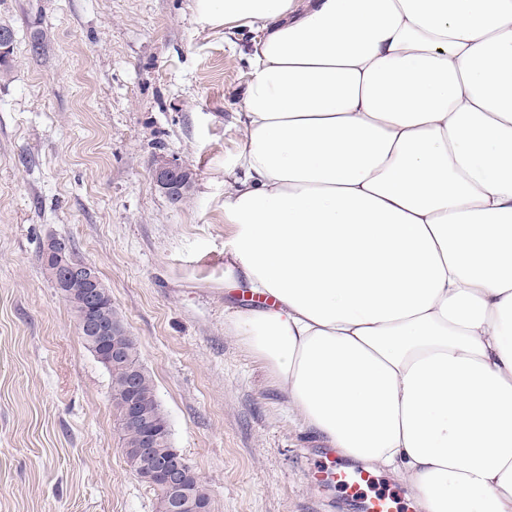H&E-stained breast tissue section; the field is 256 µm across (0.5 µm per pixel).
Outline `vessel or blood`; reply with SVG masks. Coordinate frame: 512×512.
Listing matches in <instances>:
<instances>
[{
    "label": "vessel or blood",
    "mask_w": 512,
    "mask_h": 512,
    "mask_svg": "<svg viewBox=\"0 0 512 512\" xmlns=\"http://www.w3.org/2000/svg\"><path fill=\"white\" fill-rule=\"evenodd\" d=\"M332 482L354 503L357 512H397L395 495L378 490L376 475L356 467L334 462L325 469Z\"/></svg>",
    "instance_id": "1"
}]
</instances>
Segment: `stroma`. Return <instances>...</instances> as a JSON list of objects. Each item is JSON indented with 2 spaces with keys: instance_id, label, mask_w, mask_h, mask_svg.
I'll return each mask as SVG.
<instances>
[{
  "instance_id": "35a3bbf8",
  "label": "stroma",
  "mask_w": 512,
  "mask_h": 512,
  "mask_svg": "<svg viewBox=\"0 0 512 512\" xmlns=\"http://www.w3.org/2000/svg\"><path fill=\"white\" fill-rule=\"evenodd\" d=\"M0 512H157L125 462L111 378L45 273L96 266L211 512H350L325 446L224 332V159L249 70L199 0H0ZM189 169L182 199L157 157Z\"/></svg>"
}]
</instances>
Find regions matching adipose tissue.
Listing matches in <instances>:
<instances>
[{
  "mask_svg": "<svg viewBox=\"0 0 512 512\" xmlns=\"http://www.w3.org/2000/svg\"><path fill=\"white\" fill-rule=\"evenodd\" d=\"M200 2L257 33L225 331L422 512H512V0Z\"/></svg>",
  "mask_w": 512,
  "mask_h": 512,
  "instance_id": "obj_1",
  "label": "adipose tissue"
}]
</instances>
